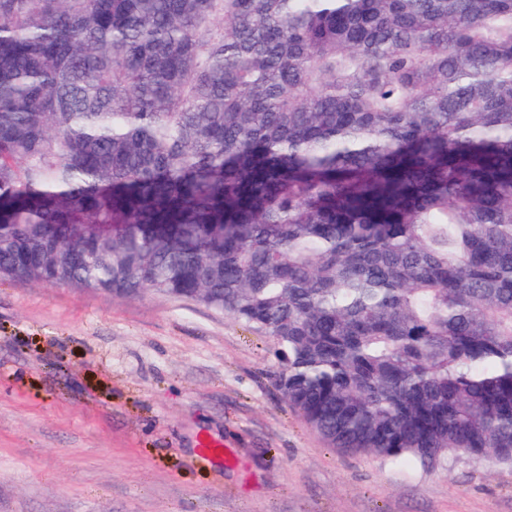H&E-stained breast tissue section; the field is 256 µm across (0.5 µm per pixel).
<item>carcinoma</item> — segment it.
<instances>
[{
    "label": "carcinoma",
    "mask_w": 512,
    "mask_h": 512,
    "mask_svg": "<svg viewBox=\"0 0 512 512\" xmlns=\"http://www.w3.org/2000/svg\"><path fill=\"white\" fill-rule=\"evenodd\" d=\"M270 336L331 448L512 466V0H0V277Z\"/></svg>",
    "instance_id": "1"
}]
</instances>
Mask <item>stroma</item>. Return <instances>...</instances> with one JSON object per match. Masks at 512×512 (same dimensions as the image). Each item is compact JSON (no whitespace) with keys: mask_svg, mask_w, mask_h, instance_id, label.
<instances>
[{"mask_svg":"<svg viewBox=\"0 0 512 512\" xmlns=\"http://www.w3.org/2000/svg\"><path fill=\"white\" fill-rule=\"evenodd\" d=\"M280 369L188 298L0 278V512H512L510 466L329 447Z\"/></svg>","mask_w":512,"mask_h":512,"instance_id":"1","label":"stroma"}]
</instances>
